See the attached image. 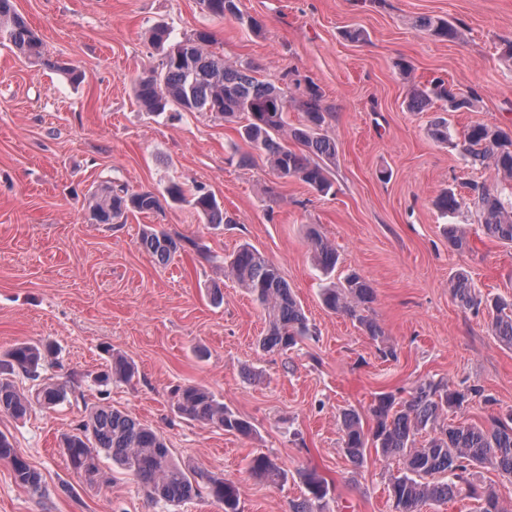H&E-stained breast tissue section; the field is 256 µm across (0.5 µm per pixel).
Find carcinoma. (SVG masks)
Returning a JSON list of instances; mask_svg holds the SVG:
<instances>
[{"mask_svg":"<svg viewBox=\"0 0 512 512\" xmlns=\"http://www.w3.org/2000/svg\"><path fill=\"white\" fill-rule=\"evenodd\" d=\"M204 10L216 19H232L240 28L256 31L260 22L243 12L240 0H201ZM418 30L438 40H451L460 31L447 20L421 16ZM149 39L161 49L158 63L136 80L135 98L142 110L161 114L167 111L211 114L226 122L244 119L241 137L250 151L239 162L249 165L254 156L263 157L281 180L296 179L321 195L334 191L336 140L325 128L334 113L321 104V95L311 88L303 104L302 119L288 123V88L265 82L255 76V67L224 58L211 49L206 32L176 40L164 26L151 29ZM0 44L9 45L17 56L29 61L42 59V40L35 29L17 13L13 0H0ZM473 92H455L441 79L412 92L408 107L423 112L435 102L444 112H456L472 106ZM428 136L439 144L452 143L448 118L439 117L427 128ZM455 146L471 166L492 168L512 178V135L485 124L467 127ZM469 201L479 213L485 234L512 246V199L504 201L484 183H468ZM454 189L444 190L436 206L453 214L465 205ZM188 205L206 224H234L236 220L216 197L201 186L170 181L163 192L133 191L123 184L102 185L91 193L90 218L98 224H124L129 215L158 212L163 204ZM309 241L326 284L321 289L324 306L360 324L370 336H383L378 322L368 312L375 300L374 289L361 274L352 272L337 283L334 272L339 263L336 248L312 231ZM202 253L192 239L176 237L163 228L146 230L140 247L165 266L181 256L185 246ZM224 265L251 300L264 311L268 326L257 340L266 352H287L312 335V325L279 268L250 245L242 246L224 261ZM453 295L464 308L476 311L484 307L491 316V329L502 343L512 347V302L483 299L466 275L450 279ZM49 344L19 342L0 356V412L16 419L25 418L38 406L50 410L68 399L67 383L75 374H63L66 381L52 382L42 376ZM134 363L121 354L111 355L106 371L95 377L101 385L130 382L135 377ZM32 381L20 390L14 377ZM481 389L457 390L443 381L419 382L409 398L392 393L376 397L371 408L374 425L364 430L359 413L346 409L341 413L342 451L359 464L365 449L372 447L385 458H396L402 467L390 475L388 489L393 512H422L432 503L453 499L461 485L469 484L471 471L489 465L501 476L512 480V413L493 416L486 425L445 423L448 412L479 395ZM176 413L190 421L212 425L243 436L252 434V424L224 405L206 387L177 386L171 391ZM87 418L71 433L61 436V445L73 472L92 482L100 472L99 457H112L121 470L143 486L150 496L177 506L192 497H204L221 506L223 512H239L237 484L210 475L174 459L165 438L141 423L125 410L110 405L85 407ZM426 434L424 443L417 436ZM0 460L10 464L16 482L31 492H42V478L19 455L8 437L0 433ZM247 471L272 482L284 478L274 459L265 454L251 457ZM331 488L314 473L306 476V492L292 506V512H324ZM477 512H506L494 487L476 495Z\"/></svg>","mask_w":512,"mask_h":512,"instance_id":"cac0c4a2","label":"carcinoma"}]
</instances>
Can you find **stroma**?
<instances>
[{"label": "stroma", "mask_w": 512, "mask_h": 512, "mask_svg": "<svg viewBox=\"0 0 512 512\" xmlns=\"http://www.w3.org/2000/svg\"><path fill=\"white\" fill-rule=\"evenodd\" d=\"M14 4L41 36L44 56L31 63L0 46V351L52 342L85 399L24 420L0 413V432L43 479L34 495L0 460V512H221L207 500H155L105 456L95 483L69 470L60 437L88 402L131 413L177 458L239 482L240 512H292L308 471L331 486L327 512H391L388 475L398 461L370 448L355 465L341 451L342 410L370 424L380 393L405 398L418 381L443 379L482 390L449 412L451 422L483 424L512 411V349L492 335L486 312L463 309L448 288L463 271L483 294L511 298L512 247L487 238L474 209L450 218L434 206L445 188H510L512 180L466 167L458 150L427 136L432 112L407 107L411 90L440 77L477 94L474 108L448 113L455 134L478 123L512 131V60L503 54L512 0H241L262 24L257 34L213 19L200 0ZM424 15L448 19L462 37L442 42L417 31ZM157 24L178 40L209 32L217 51L259 66L270 82L293 74L289 121L300 115L302 82L313 81L336 115L328 129L337 142L334 194L276 180L260 157L239 165L247 146L224 119L142 111L131 82L158 61L148 40ZM350 28L365 30L366 41L346 40ZM56 62L77 66L82 82L59 75ZM172 178L213 192L233 223H204L186 205L120 226L89 221L87 199L100 184L159 193ZM452 222L466 234L459 250L444 232ZM157 226L196 239L209 259L190 253L159 265L139 247L142 231ZM311 226L339 253L337 277L356 271L370 281L371 314L396 358H381L380 342L322 306ZM245 243L279 267L316 329L293 350L257 346L265 315L224 267ZM214 284L218 303L208 293ZM113 352L138 373L127 384L97 385ZM178 384L208 387L254 435L181 418L170 399ZM259 453L276 459L285 481L247 473Z\"/></svg>", "instance_id": "35a3bbf8"}]
</instances>
